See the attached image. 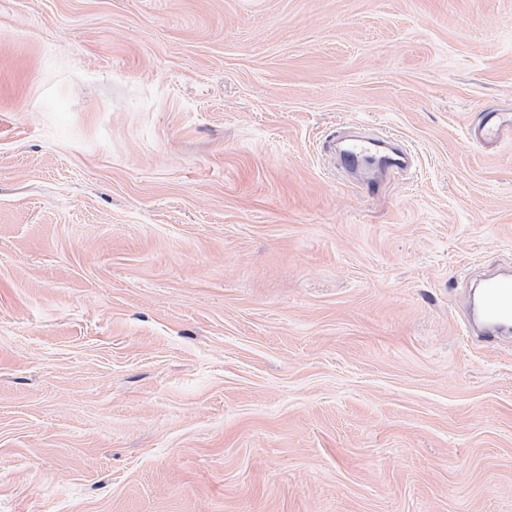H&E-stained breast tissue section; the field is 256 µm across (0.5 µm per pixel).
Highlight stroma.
<instances>
[{"label":"stroma","instance_id":"35a3bbf8","mask_svg":"<svg viewBox=\"0 0 512 512\" xmlns=\"http://www.w3.org/2000/svg\"><path fill=\"white\" fill-rule=\"evenodd\" d=\"M510 105L512 0H0V512H512ZM512 110L487 109L472 129L471 137L478 144H485L512 135ZM343 146L336 152V144ZM327 147L337 155L339 169L348 177L359 175L366 184H381L392 172L407 167L409 156L391 134L348 135L343 129L332 134ZM380 172V175L375 173ZM478 311L484 323L493 329L482 332L487 340L498 336L495 330L512 328V275L510 272L486 282Z\"/></svg>","mask_w":512,"mask_h":512}]
</instances>
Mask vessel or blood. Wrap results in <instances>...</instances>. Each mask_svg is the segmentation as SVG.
Returning a JSON list of instances; mask_svg holds the SVG:
<instances>
[{
	"instance_id": "b4317fda",
	"label": "vessel or blood",
	"mask_w": 512,
	"mask_h": 512,
	"mask_svg": "<svg viewBox=\"0 0 512 512\" xmlns=\"http://www.w3.org/2000/svg\"><path fill=\"white\" fill-rule=\"evenodd\" d=\"M512 135V113L500 109L482 112L481 119L471 130L472 139L479 144L489 143ZM336 149L337 165L348 176L357 175L368 184L384 183L386 176L407 167L409 156L392 135H350L337 131L327 143ZM479 314L487 326L486 339L496 331L512 327V275L501 274L483 287Z\"/></svg>"
}]
</instances>
